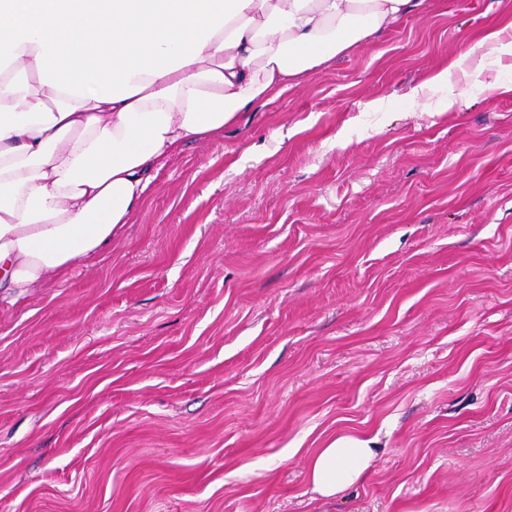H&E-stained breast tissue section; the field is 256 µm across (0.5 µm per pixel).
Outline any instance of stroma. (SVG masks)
<instances>
[{
    "mask_svg": "<svg viewBox=\"0 0 512 512\" xmlns=\"http://www.w3.org/2000/svg\"><path fill=\"white\" fill-rule=\"evenodd\" d=\"M428 4L0 308V512H512V55L453 66L512 0ZM340 435L376 456L313 498Z\"/></svg>",
    "mask_w": 512,
    "mask_h": 512,
    "instance_id": "1",
    "label": "stroma"
}]
</instances>
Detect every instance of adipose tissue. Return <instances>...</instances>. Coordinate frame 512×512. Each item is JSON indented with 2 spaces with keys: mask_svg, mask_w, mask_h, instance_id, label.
Returning <instances> with one entry per match:
<instances>
[{
  "mask_svg": "<svg viewBox=\"0 0 512 512\" xmlns=\"http://www.w3.org/2000/svg\"><path fill=\"white\" fill-rule=\"evenodd\" d=\"M426 0H0V303L103 254L151 171ZM375 457L307 460L330 499Z\"/></svg>",
  "mask_w": 512,
  "mask_h": 512,
  "instance_id": "1",
  "label": "adipose tissue"
}]
</instances>
